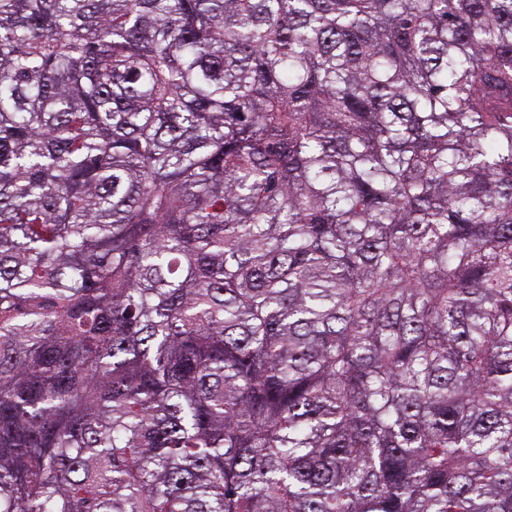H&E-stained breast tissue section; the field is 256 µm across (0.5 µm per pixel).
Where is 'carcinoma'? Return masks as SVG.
I'll use <instances>...</instances> for the list:
<instances>
[{
  "label": "carcinoma",
  "instance_id": "1",
  "mask_svg": "<svg viewBox=\"0 0 512 512\" xmlns=\"http://www.w3.org/2000/svg\"><path fill=\"white\" fill-rule=\"evenodd\" d=\"M0 512H512V0H0Z\"/></svg>",
  "mask_w": 512,
  "mask_h": 512
}]
</instances>
